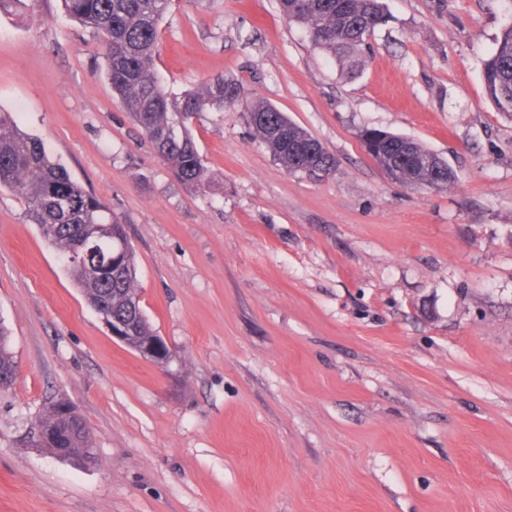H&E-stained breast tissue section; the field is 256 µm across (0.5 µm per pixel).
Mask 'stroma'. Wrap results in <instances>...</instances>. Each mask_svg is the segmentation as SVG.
I'll use <instances>...</instances> for the list:
<instances>
[{
	"instance_id": "obj_1",
	"label": "stroma",
	"mask_w": 512,
	"mask_h": 512,
	"mask_svg": "<svg viewBox=\"0 0 512 512\" xmlns=\"http://www.w3.org/2000/svg\"><path fill=\"white\" fill-rule=\"evenodd\" d=\"M355 77L279 0H172L154 67L174 96L221 77L317 138L288 172L242 110L191 127L210 184L176 180L117 102L100 37L61 0L0 15V110L124 224L169 371L112 338L0 189V512H512V117L483 64L512 0H382ZM375 129L456 173L389 178ZM96 463L32 446L56 396ZM16 361L11 351L9 331L0 322V390L9 389L16 379Z\"/></svg>"
}]
</instances>
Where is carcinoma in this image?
I'll return each mask as SVG.
<instances>
[{
  "label": "carcinoma",
  "instance_id": "obj_1",
  "mask_svg": "<svg viewBox=\"0 0 512 512\" xmlns=\"http://www.w3.org/2000/svg\"><path fill=\"white\" fill-rule=\"evenodd\" d=\"M66 13L84 28L105 38L106 76L122 107L150 141L158 158L182 183L205 186L208 176L194 141L190 121L206 110L221 111L244 102L246 94L234 78L205 82L180 97L168 94L154 71L158 23L170 0H62ZM288 21L309 33L347 75L365 66L367 37L385 22L381 0H280ZM483 81L496 107L512 116V23L502 31L496 51L485 61ZM243 112L254 136L288 171L311 165L324 175L336 169V159L321 142L288 119L272 104L253 99ZM402 136L376 130L364 134L368 153L394 180L408 186L444 188L455 180L452 167L437 153L413 140L406 151L390 147ZM0 188L22 198L29 220L45 240L67 259L66 267L89 306L99 316L119 319L131 327L139 344L155 335L139 300L137 263L123 225L110 208L78 184L47 153L43 142L25 132L12 112L0 109ZM100 237L116 257L113 268H93L82 240ZM16 361L9 331L0 322V390L16 379ZM59 426L54 407L39 420L43 431L36 447L54 453L49 433ZM68 447H87L84 418L70 416L63 426Z\"/></svg>",
  "mask_w": 512,
  "mask_h": 512
}]
</instances>
